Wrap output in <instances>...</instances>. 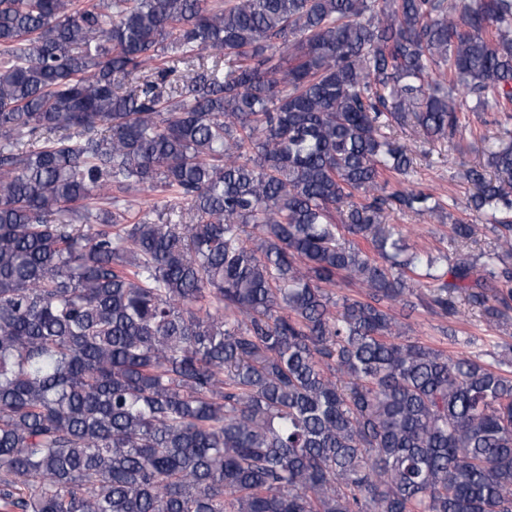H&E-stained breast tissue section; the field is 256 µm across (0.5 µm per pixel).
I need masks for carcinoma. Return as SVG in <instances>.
<instances>
[{"label": "carcinoma", "mask_w": 512, "mask_h": 512, "mask_svg": "<svg viewBox=\"0 0 512 512\" xmlns=\"http://www.w3.org/2000/svg\"><path fill=\"white\" fill-rule=\"evenodd\" d=\"M461 96L512 110V0H0V509L512 512V375L393 313L512 311L511 131L452 253L386 223ZM160 198V199H159ZM128 205L131 206L132 212L137 214L138 217H143L145 213L151 208L153 202L156 200H166L171 203L176 202L174 197L169 193H138L130 191L126 198Z\"/></svg>", "instance_id": "obj_1"}]
</instances>
